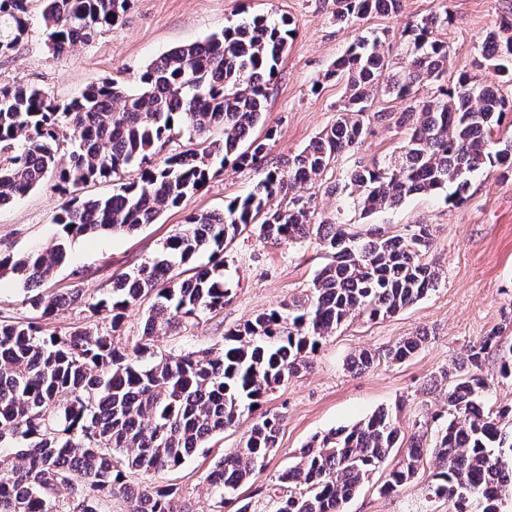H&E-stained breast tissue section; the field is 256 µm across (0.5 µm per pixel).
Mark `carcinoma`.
Segmentation results:
<instances>
[{
  "mask_svg": "<svg viewBox=\"0 0 512 512\" xmlns=\"http://www.w3.org/2000/svg\"><path fill=\"white\" fill-rule=\"evenodd\" d=\"M34 2L42 5L46 47L60 55L112 30L129 0H0V56L25 39ZM379 11L377 0H336L335 20L359 26ZM449 22L448 0H441L438 11L406 26L407 63L399 68L380 34L357 36L327 73L346 84L332 126L285 164L262 168L253 190L224 211L189 216L158 256L93 297L78 289L66 296L41 290L65 262L71 240L152 224L230 161L261 168L272 130L262 140L250 135L265 121L267 85L294 29L285 19L255 16L164 52L136 88L108 79L63 104L41 85L0 86V207L50 180L70 195L54 217L61 233L51 249L0 255V276L20 279L25 303L38 313L26 321L0 320V447L15 449L12 463L0 467V512H109L117 493L128 512H184L179 485L160 476L245 422L235 447L214 462L206 480L219 509L252 512L239 487L277 447L283 421L257 413L265 395L307 368L310 355L350 318L394 315L439 284L425 261L430 225H409L398 235L378 228L352 232L322 217L300 189L358 148L373 121L400 130L399 146L382 160L356 161L332 187L342 205L364 214L417 194L443 193L458 206L475 174L512 176V141L496 138L512 119V99L468 73L452 85L440 82ZM511 47L512 23H501L486 34L476 66L487 62L512 77ZM425 82L435 90L421 99L416 89ZM380 91L404 109L368 111ZM218 128L224 138L206 136ZM184 136L185 149L157 160ZM107 179L111 194H82ZM246 231L276 245L313 239L331 261L305 297L227 330L223 347L159 353L160 334L224 309L231 297L224 254ZM202 251L210 253L209 262L181 278L180 267ZM146 301L142 333L122 343L126 312ZM68 309L79 310L84 323L47 332L44 322ZM500 333L491 330L463 360L440 371L448 381L446 402L409 439L386 410L313 437L278 476L289 494L271 499L270 512H344L376 470L386 468L379 493L391 495L431 461L428 498L448 501L451 512H498L499 502L512 496V406L485 405L490 385L482 368ZM424 341L423 334L409 336L380 352L361 351L350 364L364 370L378 361L402 363ZM396 448L400 459L388 468ZM134 475L148 483L131 485Z\"/></svg>",
  "mask_w": 512,
  "mask_h": 512,
  "instance_id": "cac0c4a2",
  "label": "carcinoma"
}]
</instances>
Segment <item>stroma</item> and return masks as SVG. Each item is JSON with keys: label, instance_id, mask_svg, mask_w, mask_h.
Segmentation results:
<instances>
[{"label": "stroma", "instance_id": "obj_1", "mask_svg": "<svg viewBox=\"0 0 512 512\" xmlns=\"http://www.w3.org/2000/svg\"><path fill=\"white\" fill-rule=\"evenodd\" d=\"M443 3L451 17L444 81L451 84L460 73H473L512 96V81L491 68L474 66L490 26L512 22V0H401L397 15H374L367 26L386 36L389 57L398 63L404 25L436 12ZM335 11L336 0H131L130 9L112 31L58 56L47 51L39 23H32L18 49L0 56V85L37 84L67 101L87 86L112 77L134 82L152 59L170 48L204 40L243 19L284 18L291 21L295 34L266 93L265 126L275 131L266 162L276 166L334 122L345 96L344 82L326 79L325 73L358 30L337 25ZM401 139L394 128L371 124L360 149L342 154L323 181L307 191L319 211L339 216L342 223L362 233L378 227L396 235L408 225H431L426 260L439 272V286L393 316L349 320L323 342L307 369L266 394L263 410L283 415L284 422L275 452L242 488L253 512H269L271 496L280 491L278 474L296 463L300 449L313 435L353 425L378 408L398 404L403 407L401 431L412 434L417 422L444 403V391L432 386L434 377L465 357L490 329L512 319V180L499 179L494 173L475 175L469 198L459 207L445 203L443 196L424 195L368 217L351 207L338 208L329 191L337 174L351 168L356 158L383 157ZM258 178L253 167L228 165L181 207L165 210L156 223L131 234L74 239L66 262L50 283L51 290L64 293L76 287L88 296L107 292L117 274L155 257L187 215L223 210L225 201L246 195ZM66 201V196L45 185L1 208L0 253L19 256L51 246L59 235L53 218ZM328 261L323 248L312 241L273 246L253 237L238 238L225 257V274L233 283L230 301L199 325L160 337V352L222 347L226 330L308 291ZM423 332L428 335L426 342L404 363L364 371L348 366L350 356L358 351L382 350ZM237 438V432H225L214 438L207 454L166 474V481L180 486L186 512H212L214 499L206 475L214 459L234 447ZM382 479V473H374L345 512H448L447 503L426 498L427 472L388 496L377 490Z\"/></svg>", "mask_w": 512, "mask_h": 512}]
</instances>
